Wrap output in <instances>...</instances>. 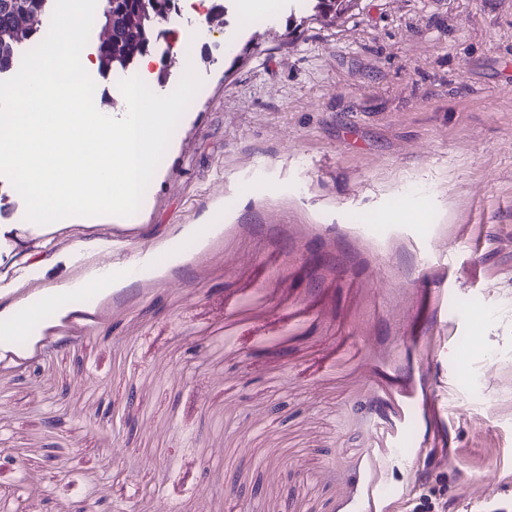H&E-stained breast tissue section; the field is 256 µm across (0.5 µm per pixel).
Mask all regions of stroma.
Segmentation results:
<instances>
[{"label": "stroma", "mask_w": 512, "mask_h": 512, "mask_svg": "<svg viewBox=\"0 0 512 512\" xmlns=\"http://www.w3.org/2000/svg\"><path fill=\"white\" fill-rule=\"evenodd\" d=\"M261 15L91 231L140 272L0 359V512H512V0Z\"/></svg>", "instance_id": "1"}]
</instances>
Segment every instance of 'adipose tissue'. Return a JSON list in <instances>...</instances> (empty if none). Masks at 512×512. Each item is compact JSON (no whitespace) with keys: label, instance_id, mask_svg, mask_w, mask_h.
<instances>
[{"label":"adipose tissue","instance_id":"obj_1","mask_svg":"<svg viewBox=\"0 0 512 512\" xmlns=\"http://www.w3.org/2000/svg\"><path fill=\"white\" fill-rule=\"evenodd\" d=\"M81 24L80 2L70 0L50 43L11 93V107L0 110V161L19 173L32 199L30 223L0 225V299L7 298L14 272L68 267L77 252L90 258L91 266L80 277L10 302L0 319V334L6 336L135 272L132 263L99 261L98 242L51 251L52 235L82 217L138 210L145 184L158 175V155L171 145L172 124L185 118L155 101L139 79L125 89V111H87L80 78L94 62L76 42Z\"/></svg>","mask_w":512,"mask_h":512}]
</instances>
